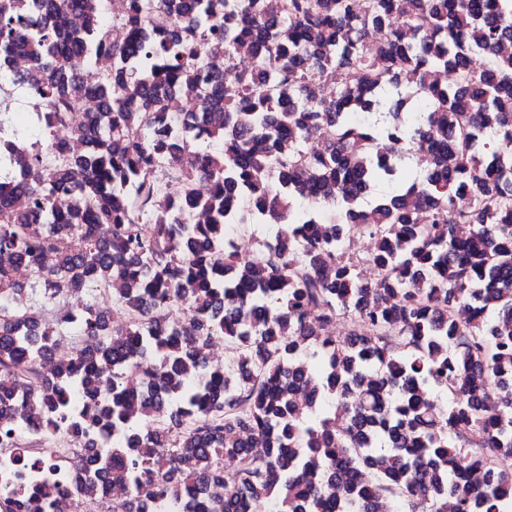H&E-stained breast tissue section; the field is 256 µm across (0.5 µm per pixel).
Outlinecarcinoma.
Instances as JSON below:
<instances>
[{"label":"carcinoma","instance_id":"1","mask_svg":"<svg viewBox=\"0 0 512 512\" xmlns=\"http://www.w3.org/2000/svg\"><path fill=\"white\" fill-rule=\"evenodd\" d=\"M61 13L85 24L61 32ZM112 20L128 40L105 38L98 0H0V58L28 52L16 87L52 116L34 140L0 97V159L20 146L42 172L18 184L28 212L0 194V382L28 385L0 393L18 474L67 458L90 470L77 489L91 503L112 485L113 512H142L144 487L152 512H244L253 495L274 512H512V474L494 462L512 456V56L497 50L512 0H123ZM244 44L251 70L225 87L205 75L209 56L230 62ZM103 53L100 111L74 131L88 148L47 153L74 72ZM313 69L348 81L312 85ZM173 92L214 102L165 119ZM417 142L437 151L411 174L403 148ZM366 184L389 192L369 203ZM60 193L75 202L65 215ZM195 207L211 223H190ZM262 224L277 232L258 257L212 263L231 228ZM355 234L374 250L351 252ZM17 263L32 285L12 277ZM86 287L112 307L77 318L61 305ZM160 304L189 318L162 323ZM339 316L350 330L327 335ZM67 335L94 344L45 374ZM216 339L222 365L206 357ZM34 416L109 429L103 451L45 447ZM213 485L223 499L204 497ZM51 499L0 491V512Z\"/></svg>","mask_w":512,"mask_h":512}]
</instances>
